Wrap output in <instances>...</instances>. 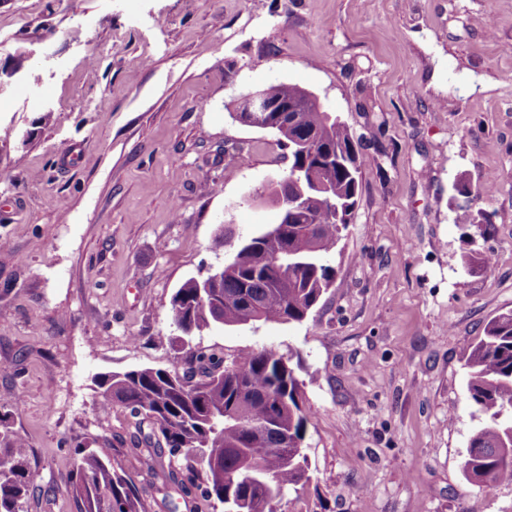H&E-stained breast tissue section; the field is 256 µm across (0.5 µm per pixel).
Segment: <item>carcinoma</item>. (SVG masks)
<instances>
[{"label": "carcinoma", "instance_id": "cac0c4a2", "mask_svg": "<svg viewBox=\"0 0 512 512\" xmlns=\"http://www.w3.org/2000/svg\"><path fill=\"white\" fill-rule=\"evenodd\" d=\"M265 96L294 103L298 86L271 83ZM293 124L283 128L284 118ZM270 130L288 150L290 167L314 168L336 199L318 200L306 183V205L271 229L237 245L221 279L202 288L187 279L171 300L174 343L214 324L303 321L334 281L326 257L341 240L357 204L363 163L348 126L308 104L300 112H270ZM316 140L306 150L296 141ZM468 392L488 422L470 439L463 470L479 486L512 482V310L492 318L470 350ZM101 406H118L135 418L130 445L147 455L152 476L183 500L224 505L226 512H273L290 485L309 480L302 444L309 420L289 362L272 350L230 361L202 349L180 367L140 368L100 376ZM29 443L0 414V512H20L19 502L39 489ZM109 440L76 444V462L49 490L83 504V512H142L134 485L112 467Z\"/></svg>", "mask_w": 512, "mask_h": 512}]
</instances>
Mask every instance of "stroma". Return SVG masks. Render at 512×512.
<instances>
[{
	"mask_svg": "<svg viewBox=\"0 0 512 512\" xmlns=\"http://www.w3.org/2000/svg\"><path fill=\"white\" fill-rule=\"evenodd\" d=\"M0 67V413L43 485L98 436L168 512L97 380L180 364L173 293L276 223L288 152L232 113L284 82L361 144L335 280L303 322L195 339L291 360L310 479L274 512H512L463 472L464 356L512 310V0H0Z\"/></svg>",
	"mask_w": 512,
	"mask_h": 512,
	"instance_id": "obj_1",
	"label": "stroma"
}]
</instances>
